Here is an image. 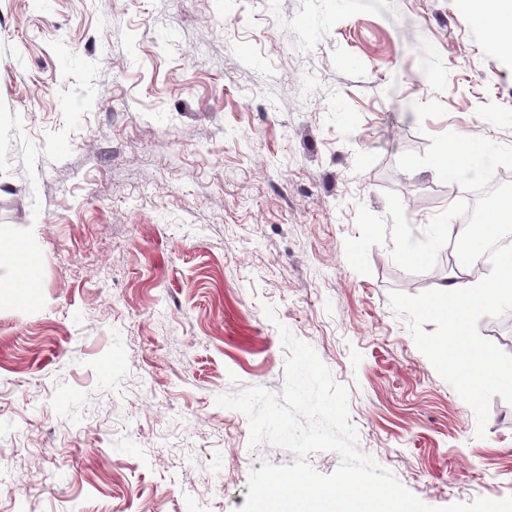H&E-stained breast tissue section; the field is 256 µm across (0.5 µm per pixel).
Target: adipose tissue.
<instances>
[{
	"mask_svg": "<svg viewBox=\"0 0 512 512\" xmlns=\"http://www.w3.org/2000/svg\"><path fill=\"white\" fill-rule=\"evenodd\" d=\"M468 21L504 31L512 30V0H465ZM496 301L512 302V255L502 257L492 278L472 283L452 275L441 289L433 311L449 318L452 327L447 336L434 346L437 357L450 360L459 350L462 337L472 332L471 316Z\"/></svg>",
	"mask_w": 512,
	"mask_h": 512,
	"instance_id": "ef3b65f1",
	"label": "adipose tissue"
}]
</instances>
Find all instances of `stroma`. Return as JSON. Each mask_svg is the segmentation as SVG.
Here are the masks:
<instances>
[{"label": "stroma", "mask_w": 512, "mask_h": 512, "mask_svg": "<svg viewBox=\"0 0 512 512\" xmlns=\"http://www.w3.org/2000/svg\"><path fill=\"white\" fill-rule=\"evenodd\" d=\"M464 0H0V512H238L293 464L217 405L281 394L279 326L347 391L360 450L423 504L512 496V302L475 317L480 390L431 352L427 281L357 210L396 193L414 239L462 187L432 136L512 146V34ZM272 305L267 318L264 305ZM9 265L26 270H34L37 262L34 254H32L23 243H16L8 250H0V266ZM460 373L465 382L472 387L483 388L489 383L500 380L494 357L483 352L472 361L464 360L459 364Z\"/></svg>", "instance_id": "35a3bbf8"}]
</instances>
